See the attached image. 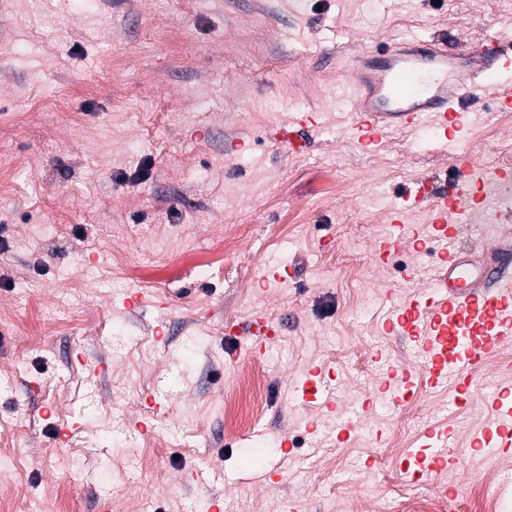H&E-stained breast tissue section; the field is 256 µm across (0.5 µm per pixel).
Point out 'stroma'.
<instances>
[{
    "mask_svg": "<svg viewBox=\"0 0 512 512\" xmlns=\"http://www.w3.org/2000/svg\"><path fill=\"white\" fill-rule=\"evenodd\" d=\"M489 32L512 37V0H0V438L16 466L0 512L30 501L98 512L102 500L208 512L216 495L223 512H399L441 484L456 491L448 512H469L476 484L485 512L512 505V448L468 445L512 344L465 406L449 409L447 390L376 411L380 359L421 366L376 315L437 264L409 244L430 233V214H389L415 176L450 173V161L408 133L377 148L343 134L351 54ZM309 111L321 126L296 156L273 130ZM476 113L474 159L501 166L512 111L482 100ZM146 160V179L132 180ZM232 225L247 249L225 248ZM396 229L403 240L380 261L375 242ZM286 266L291 277L264 291L259 273ZM138 288L166 305L127 310ZM258 313L279 331L246 385L252 341L237 326ZM311 370L334 377L337 410L368 408L344 441L335 412L297 391ZM444 422L456 438L447 467L401 485L399 452ZM162 430L166 447L142 466L141 442Z\"/></svg>",
    "mask_w": 512,
    "mask_h": 512,
    "instance_id": "stroma-1",
    "label": "stroma"
}]
</instances>
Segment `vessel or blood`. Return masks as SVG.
Returning <instances> with one entry per match:
<instances>
[{
  "label": "vessel or blood",
  "instance_id": "b4317fda",
  "mask_svg": "<svg viewBox=\"0 0 512 512\" xmlns=\"http://www.w3.org/2000/svg\"><path fill=\"white\" fill-rule=\"evenodd\" d=\"M351 80L356 118L346 130L350 139L379 145L389 130L418 133L428 127L441 151L455 161L453 192H446L435 176H421L404 194V207L395 212L400 218L412 210L429 211L432 231L416 246H437L439 261L429 287L416 290L404 306L384 318L386 331L408 337L424 366L420 372L393 366L384 380L385 400L397 405L426 390L450 386L455 402H464L480 369L512 343V278L474 265L459 245L469 215L492 206L485 193L488 180L512 190V169H478L462 137L477 100L512 107V42L494 36L452 51L434 35L385 45L353 56ZM316 126V114L301 113L288 126L289 149L302 152L307 133ZM275 333L266 317L254 316L249 323L253 354H261ZM500 372L504 383L488 395L492 421L470 437L476 451L512 447V366L503 365ZM303 392L321 396L323 408L334 409L335 388L322 372L307 373ZM453 442L447 426L426 427L401 454V480L415 484L446 468Z\"/></svg>",
  "mask_w": 512,
  "mask_h": 512
}]
</instances>
